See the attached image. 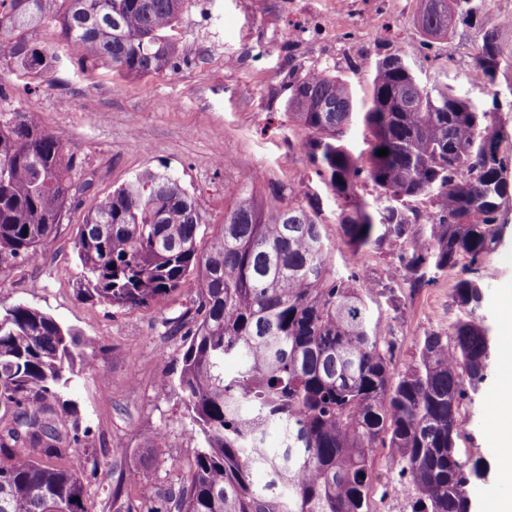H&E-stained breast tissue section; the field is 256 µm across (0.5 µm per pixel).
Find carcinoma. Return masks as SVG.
<instances>
[{"mask_svg":"<svg viewBox=\"0 0 512 512\" xmlns=\"http://www.w3.org/2000/svg\"><path fill=\"white\" fill-rule=\"evenodd\" d=\"M185 0H61V35L79 60L140 76L165 68ZM483 0H421L430 39L473 25ZM46 0L0 8V60L41 78L56 58L28 29ZM476 70L503 56L499 25L482 19ZM370 105L356 111L339 76L308 71L290 84L288 111L306 127L310 162L340 201L342 242L354 252L402 241L414 288L459 268L453 288L464 317L430 330L402 371L367 302L371 288L333 272L318 208L293 193L259 198L242 183L224 223L209 236L193 197L167 173L145 170L98 200L81 224L82 293L118 307L170 298L190 275L194 297L178 316L188 332L175 389L201 447L178 490L135 484L147 512H373L376 450L411 491V512H471L484 466L459 454L457 413L466 385L485 379L492 344L478 323L485 256L500 241L508 195L490 112L447 82L423 85L405 55L373 65ZM357 119L371 131L367 160L344 134ZM388 150L379 156L377 151ZM75 153L34 112L0 113V265L38 254L72 199ZM365 183L373 202L358 198ZM427 196L431 210L412 202ZM89 344L50 314L18 303L0 310V512H92L78 472L43 458L80 450L81 422L66 399ZM279 445L268 443L269 431Z\"/></svg>","mask_w":512,"mask_h":512,"instance_id":"carcinoma-1","label":"carcinoma"}]
</instances>
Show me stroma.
<instances>
[{"instance_id":"35a3bbf8","label":"stroma","mask_w":512,"mask_h":512,"mask_svg":"<svg viewBox=\"0 0 512 512\" xmlns=\"http://www.w3.org/2000/svg\"><path fill=\"white\" fill-rule=\"evenodd\" d=\"M50 0L44 22L28 37L59 57L51 80L0 61V113H37L44 128L65 132L76 153L77 193L61 224L40 252L39 263L0 267V309L22 302L49 313L94 343L92 368L71 383L67 397L92 429L87 454L67 451L54 462L83 472L93 512H112L117 483L179 484L200 443L187 429L188 414L177 393L158 388L161 370L179 371L185 338L169 329L194 295L195 280L167 300L147 307L118 308L79 292L82 269L75 248L80 225L98 199L145 170L181 179L203 223H223L233 199L228 185L249 173L260 196L294 190L314 201L334 249L335 271L355 269L374 284L372 307L381 333L395 344L394 362L406 366L419 339L433 329L450 330L463 312L453 298L457 270L439 274L418 290L398 281L381 288L387 267L397 265L398 243L353 253L340 243L336 197L315 173L304 144L310 133L288 113L289 85L297 74L326 70L351 84L357 103L367 101L369 66L378 46L390 42L407 53L424 84L447 80L478 110L493 113L502 156L512 161V93L504 80L474 82L479 27H457L434 42L428 54L415 50L420 0H186L173 32L178 49L161 71L125 77L111 64L81 67L60 34ZM501 241L482 265L485 299L482 324L500 339L497 298L512 288V208L502 211ZM494 349L486 378L469 390L459 416L458 448L487 465L473 489L475 512H494L502 490L488 436L497 421L489 390L501 373ZM161 433L160 443L149 436ZM388 449L377 452L379 481L374 512H410L395 472L386 467Z\"/></svg>"}]
</instances>
